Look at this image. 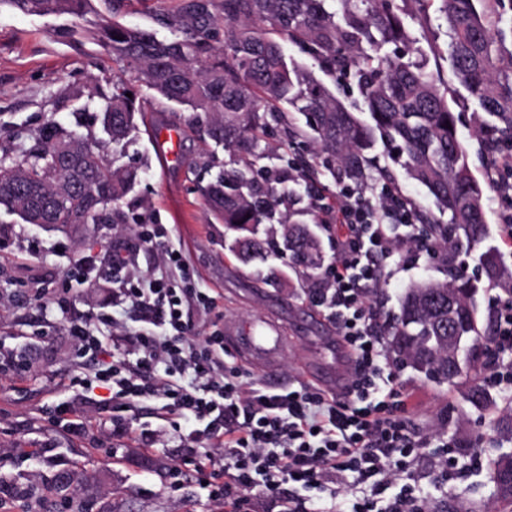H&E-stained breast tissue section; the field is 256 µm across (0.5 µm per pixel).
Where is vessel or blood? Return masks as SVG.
Here are the masks:
<instances>
[{
  "mask_svg": "<svg viewBox=\"0 0 512 512\" xmlns=\"http://www.w3.org/2000/svg\"><path fill=\"white\" fill-rule=\"evenodd\" d=\"M229 341L244 360L255 366L267 383L278 382L279 359L285 338L275 325L265 322L234 329ZM353 362V352L340 341L336 343L331 359L320 361L314 372L326 387L341 394L346 387L345 371L352 367Z\"/></svg>",
  "mask_w": 512,
  "mask_h": 512,
  "instance_id": "vessel-or-blood-1",
  "label": "vessel or blood"
}]
</instances>
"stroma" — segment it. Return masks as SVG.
Masks as SVG:
<instances>
[{
	"instance_id": "obj_1",
	"label": "stroma",
	"mask_w": 512,
	"mask_h": 512,
	"mask_svg": "<svg viewBox=\"0 0 512 512\" xmlns=\"http://www.w3.org/2000/svg\"><path fill=\"white\" fill-rule=\"evenodd\" d=\"M186 0H89L84 15H25L0 6V151L28 141L42 124L56 121L80 132L100 133L98 105L90 97L94 87L115 81L131 83L143 103V118L117 165L133 167L140 179L125 197L126 213L147 214L153 223L166 225L168 244L180 251L193 276V287L216 296L214 310L190 309L192 332L205 336L235 324L276 318L288 338L280 367L283 388L313 386L306 368L313 355L329 358L336 327L324 308L315 306L300 288L286 264L274 260L245 266L232 258L224 246V225L215 219L201 189L215 174V166L229 164L233 152L203 139L191 112L161 100L135 82L111 53L85 37L93 24L119 17L130 25L168 37V29L156 26L158 13L178 15ZM411 40L389 46L390 54L408 56L421 50L430 71L447 84L457 98L453 111L457 130L469 153L471 171L483 189L490 245L512 265V247L505 243V223L512 217V191L504 190V177L485 159L477 136L482 114L458 83L446 57L435 56L430 44L446 45L447 28L437 13L425 23L408 21ZM178 131L177 159L166 164L152 138L153 129ZM137 224H76L67 231L56 226L24 223L15 215H0V512H20L19 490L33 498L46 494L57 471L85 465L83 481L69 495L51 497L50 512H70L69 499L86 500L92 508L122 496L130 512H224L212 503L196 472L197 458L188 450L184 436L192 429L182 423L173 431L160 420L151 403L126 412L120 405H107L90 395L76 401V408L89 425L77 437L56 420L55 406L63 401L62 380L73 375H92V358L77 357L65 332L68 318L96 313L111 315L120 334L130 336L140 326L137 310L118 308L112 282L71 283L68 315L51 311L47 299L55 295V283L68 277V258L89 253L107 259L113 252L130 251L135 267L147 275L162 269L161 249L141 244ZM37 240L43 252L29 256L24 240ZM384 261L396 270L390 283L377 290L373 300L384 319L399 312V298L411 283L444 279L443 253L418 242L392 246ZM410 394L408 421L414 431L430 440L428 461L443 456L437 448L447 436L454 448L451 464L469 463L474 448L487 455H512V435L494 431L484 412L466 398L461 386L437 383L404 367L399 372ZM113 416L130 418L131 431L107 436L95 420ZM435 512H512L498 500L487 471H479L460 485L457 494L437 497Z\"/></svg>"
}]
</instances>
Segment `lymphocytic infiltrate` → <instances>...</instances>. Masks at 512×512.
I'll return each mask as SVG.
<instances>
[{"mask_svg": "<svg viewBox=\"0 0 512 512\" xmlns=\"http://www.w3.org/2000/svg\"><path fill=\"white\" fill-rule=\"evenodd\" d=\"M370 206L360 188L343 186L321 204L325 225L340 228L336 260L310 300L329 309L339 336L353 350L349 400L309 387L273 392L224 367V337L189 336L183 318L190 291L168 277L136 273L132 257L110 260L124 302L144 322L119 341L112 319H72L67 332L79 355L98 359L93 376L69 378L83 397L103 389L126 409L152 402L192 423L199 470H212L208 497L240 508L245 497L290 495L283 512H432L434 493L454 494L478 465L440 469L427 487L412 468L428 446L406 422V402L392 369L386 323L368 301L372 286L391 279L378 261L400 234L416 226L401 189ZM494 363L488 383L512 388V305L495 312Z\"/></svg>", "mask_w": 512, "mask_h": 512, "instance_id": "1", "label": "lymphocytic infiltrate"}]
</instances>
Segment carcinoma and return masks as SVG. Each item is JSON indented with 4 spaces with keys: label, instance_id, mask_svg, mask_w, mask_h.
<instances>
[{
    "label": "carcinoma",
    "instance_id": "cac0c4a2",
    "mask_svg": "<svg viewBox=\"0 0 512 512\" xmlns=\"http://www.w3.org/2000/svg\"><path fill=\"white\" fill-rule=\"evenodd\" d=\"M88 0H0L26 15H81ZM328 0H214L189 2L176 17L158 22L172 37L130 27L118 19L91 33L126 65L136 81L170 103L210 121L206 136L247 158L224 168L202 189L215 215L234 233L227 249L247 265L270 256L287 260L300 288L323 280L329 259L321 240L303 220V201L316 205L328 172L352 184L398 185L387 168L373 166L377 144L391 147V162L423 185L434 208L413 206L415 223L442 249L447 279L419 281L405 288L399 314L389 326V346L428 378L466 387L469 401L487 411L490 423L512 433V393L503 407L488 404L482 384L484 352L493 335L484 331L476 297L478 281L465 272V258L479 253L491 286L512 294V269L486 244L483 191L469 167L457 134L448 90L441 88L424 60L392 56L385 47L407 42L405 12L372 0H340L341 14ZM412 13L435 8L448 29V57L462 87L487 118L478 135L488 160L512 153V0H403ZM224 23V44H215V24ZM287 41L307 52L335 80L356 82L359 119L313 73L285 55ZM129 88L96 91L103 105L100 138L46 122L24 143L0 154V210L27 224H112L116 209L138 181L132 168H116L108 155H122L136 128L137 97ZM282 127L279 159L293 174L281 178L262 164L267 148L260 134ZM451 128H446V125ZM321 152L294 162L289 154L302 138ZM282 226L281 240L260 233L265 224ZM460 336L457 361L448 366V298ZM512 455L489 462L497 498L512 505L508 467Z\"/></svg>",
    "mask_w": 512,
    "mask_h": 512
}]
</instances>
